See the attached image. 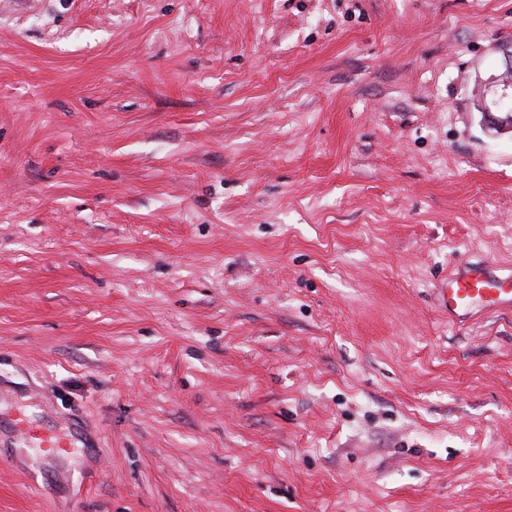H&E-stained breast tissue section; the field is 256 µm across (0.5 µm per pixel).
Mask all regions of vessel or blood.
Wrapping results in <instances>:
<instances>
[{
    "label": "vessel or blood",
    "mask_w": 512,
    "mask_h": 512,
    "mask_svg": "<svg viewBox=\"0 0 512 512\" xmlns=\"http://www.w3.org/2000/svg\"><path fill=\"white\" fill-rule=\"evenodd\" d=\"M448 318L463 322L474 309L487 313L512 310V270L497 268L492 262L460 259L449 273L444 290Z\"/></svg>",
    "instance_id": "1"
}]
</instances>
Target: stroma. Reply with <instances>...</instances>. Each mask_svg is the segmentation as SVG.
<instances>
[{
	"label": "stroma",
	"instance_id": "stroma-1",
	"mask_svg": "<svg viewBox=\"0 0 512 512\" xmlns=\"http://www.w3.org/2000/svg\"><path fill=\"white\" fill-rule=\"evenodd\" d=\"M512 0H0V512H512ZM67 446L49 457L39 437ZM442 290L453 322L465 321L478 307L485 313L512 310V270L486 260L461 258Z\"/></svg>",
	"mask_w": 512,
	"mask_h": 512
}]
</instances>
